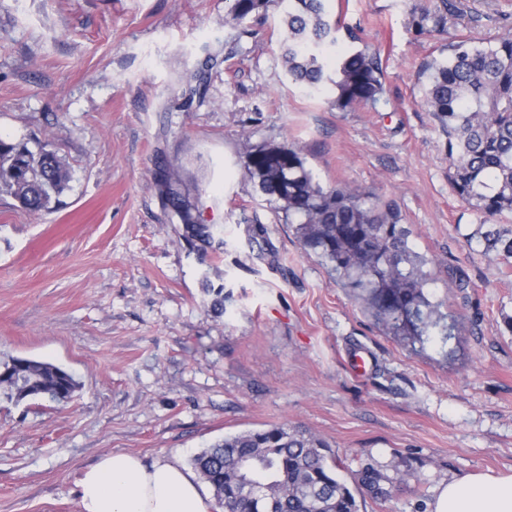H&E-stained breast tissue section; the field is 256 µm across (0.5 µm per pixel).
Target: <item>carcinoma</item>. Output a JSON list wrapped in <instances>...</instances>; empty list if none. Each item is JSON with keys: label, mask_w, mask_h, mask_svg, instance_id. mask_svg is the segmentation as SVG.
<instances>
[{"label": "carcinoma", "mask_w": 512, "mask_h": 512, "mask_svg": "<svg viewBox=\"0 0 512 512\" xmlns=\"http://www.w3.org/2000/svg\"><path fill=\"white\" fill-rule=\"evenodd\" d=\"M227 12L238 22L262 17L275 0H230ZM282 62L292 78L318 91L331 83L332 106L346 110L374 104L385 91L379 61L363 50L336 57L335 75L326 72L325 48L335 43L336 25L324 0H286ZM450 0L434 11L412 5L417 32H443ZM431 71L424 105L446 137L450 179L459 199L481 216L512 213V34L475 44L453 45L448 59L427 65ZM246 176L295 225L302 245L331 264L339 281L352 289L382 331L412 344L450 338L443 314L425 288L427 261L409 246L410 231L399 209L347 186L324 188L314 180L300 153L267 144L250 149ZM176 174L161 175L166 204L182 221L183 238L204 251L224 247L221 229L200 224L193 205L171 188ZM70 179L54 151L34 152L24 143L0 140V191L21 207L49 209L52 196ZM484 252L512 259V229L481 234ZM77 387L73 376L48 361L11 357L0 363V389L17 403L39 397L64 403ZM322 438L296 428L271 426L218 441L191 459L194 470L214 492L224 512H359L347 483L328 463ZM358 481L377 499L391 497L392 479L372 467ZM253 481L263 495L247 491Z\"/></svg>", "instance_id": "obj_1"}]
</instances>
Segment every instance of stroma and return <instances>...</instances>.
<instances>
[{
  "mask_svg": "<svg viewBox=\"0 0 512 512\" xmlns=\"http://www.w3.org/2000/svg\"><path fill=\"white\" fill-rule=\"evenodd\" d=\"M456 4L430 37L409 0H328L338 45L359 29L385 72L376 106L340 111L289 78L280 0L239 23L226 0H0V138L47 146L71 176L39 213L0 192V360L79 383L64 404L0 399V512H79L82 468L112 451L187 466L275 425L326 440L360 512H429L448 480L512 472V264L473 240L483 219L423 104L426 63L512 31V0ZM263 144L298 150L322 186L397 205L448 343L385 335L303 249L244 174ZM169 167L222 249L184 240L159 183ZM352 347L373 356L365 376ZM365 467L405 480L378 501Z\"/></svg>",
  "mask_w": 512,
  "mask_h": 512,
  "instance_id": "1",
  "label": "stroma"
}]
</instances>
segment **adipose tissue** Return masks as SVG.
I'll return each mask as SVG.
<instances>
[{"label": "adipose tissue", "mask_w": 512, "mask_h": 512, "mask_svg": "<svg viewBox=\"0 0 512 512\" xmlns=\"http://www.w3.org/2000/svg\"><path fill=\"white\" fill-rule=\"evenodd\" d=\"M80 512H210L209 495L192 469L158 459L152 463L115 451L82 469ZM433 512H512V474L470 475L444 484Z\"/></svg>", "instance_id": "obj_1"}]
</instances>
